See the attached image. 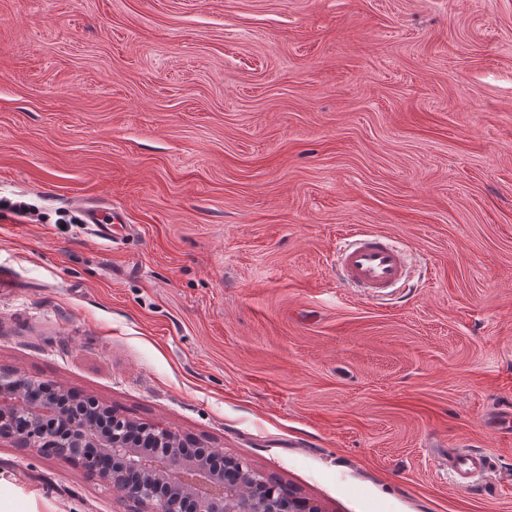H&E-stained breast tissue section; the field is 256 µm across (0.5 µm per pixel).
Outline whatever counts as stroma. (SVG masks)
<instances>
[{
    "instance_id": "stroma-1",
    "label": "stroma",
    "mask_w": 512,
    "mask_h": 512,
    "mask_svg": "<svg viewBox=\"0 0 512 512\" xmlns=\"http://www.w3.org/2000/svg\"><path fill=\"white\" fill-rule=\"evenodd\" d=\"M1 198L0 366L326 512H512V0H0ZM355 231L409 253L387 300L336 281ZM0 476L135 508L6 441ZM495 469L491 455L469 448L458 450L448 459V470L454 483L464 487H473Z\"/></svg>"
}]
</instances>
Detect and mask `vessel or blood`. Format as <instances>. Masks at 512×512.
Returning <instances> with one entry per match:
<instances>
[{"instance_id":"1","label":"vessel or blood","mask_w":512,"mask_h":512,"mask_svg":"<svg viewBox=\"0 0 512 512\" xmlns=\"http://www.w3.org/2000/svg\"><path fill=\"white\" fill-rule=\"evenodd\" d=\"M336 275L368 298L382 299L408 280L409 265L405 251L389 238L358 231L337 246ZM448 469L455 484L471 487L492 473L495 465L491 455L464 448L450 457Z\"/></svg>"}]
</instances>
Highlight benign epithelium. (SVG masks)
Wrapping results in <instances>:
<instances>
[{"label":"benign epithelium","instance_id":"7a95c632","mask_svg":"<svg viewBox=\"0 0 512 512\" xmlns=\"http://www.w3.org/2000/svg\"><path fill=\"white\" fill-rule=\"evenodd\" d=\"M77 398L57 382L0 370V435L22 451L61 459L84 471L136 512H325L308 498L285 496L246 463L202 447H181L170 430L116 414Z\"/></svg>","mask_w":512,"mask_h":512}]
</instances>
